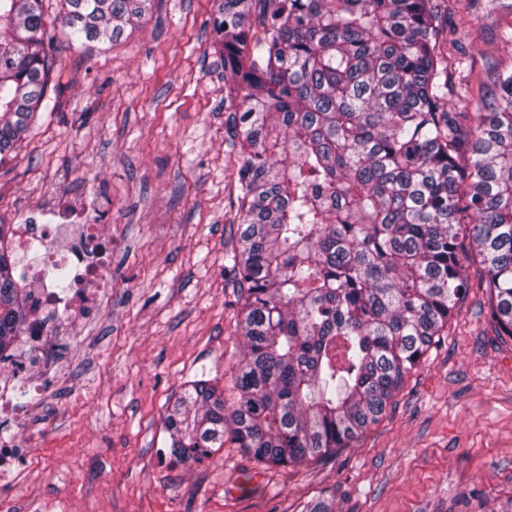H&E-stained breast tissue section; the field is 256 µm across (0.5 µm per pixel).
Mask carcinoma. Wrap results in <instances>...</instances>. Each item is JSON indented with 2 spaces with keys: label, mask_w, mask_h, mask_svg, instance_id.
<instances>
[{
  "label": "carcinoma",
  "mask_w": 512,
  "mask_h": 512,
  "mask_svg": "<svg viewBox=\"0 0 512 512\" xmlns=\"http://www.w3.org/2000/svg\"><path fill=\"white\" fill-rule=\"evenodd\" d=\"M42 0H0V160L45 103ZM151 0H60L68 39L113 43ZM460 0H218L232 248L245 352L226 405L186 383L165 455L230 433L259 463L346 448L385 414L469 288L512 337V67L472 111L453 84ZM0 224V362L34 311Z\"/></svg>",
  "instance_id": "carcinoma-1"
}]
</instances>
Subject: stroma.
Here are the masks:
<instances>
[{
  "instance_id": "1",
  "label": "stroma",
  "mask_w": 512,
  "mask_h": 512,
  "mask_svg": "<svg viewBox=\"0 0 512 512\" xmlns=\"http://www.w3.org/2000/svg\"><path fill=\"white\" fill-rule=\"evenodd\" d=\"M476 8L456 77L474 98L512 61V15ZM44 9L58 66L47 109L0 161V223L97 189L87 221L112 228V289L57 337L49 394L11 430L22 481L0 486V512H302L323 494L336 512H512V338L477 288L360 441L269 468L228 436L212 460L169 466L168 404L202 373L232 398L243 351L224 269L234 158L215 0H153L131 34L90 50L69 41L59 0Z\"/></svg>"
}]
</instances>
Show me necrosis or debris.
Here are the masks:
<instances>
[{"instance_id": "obj_1", "label": "necrosis or debris", "mask_w": 512, "mask_h": 512, "mask_svg": "<svg viewBox=\"0 0 512 512\" xmlns=\"http://www.w3.org/2000/svg\"><path fill=\"white\" fill-rule=\"evenodd\" d=\"M96 206V195L89 194L74 210L23 212L18 217L11 251L18 260L19 283L31 294L35 319L14 342L25 381L0 379L1 421H25L26 409L18 396L42 395L43 386L34 375L51 365L54 336L70 333L92 317L112 286L108 265L111 241L99 225L85 221ZM59 274L77 279L68 293H61L56 286Z\"/></svg>"}]
</instances>
